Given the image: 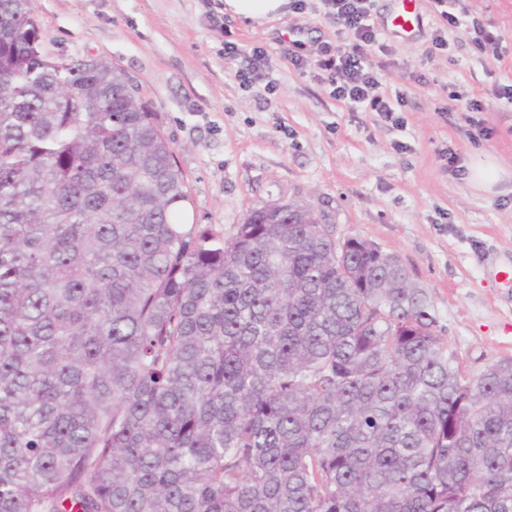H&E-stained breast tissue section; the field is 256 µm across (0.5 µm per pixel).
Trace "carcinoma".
Instances as JSON below:
<instances>
[{
  "mask_svg": "<svg viewBox=\"0 0 512 512\" xmlns=\"http://www.w3.org/2000/svg\"><path fill=\"white\" fill-rule=\"evenodd\" d=\"M132 93L0 0V512H512V359L308 205L186 223Z\"/></svg>",
  "mask_w": 512,
  "mask_h": 512,
  "instance_id": "obj_1",
  "label": "carcinoma"
}]
</instances>
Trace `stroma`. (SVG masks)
Returning <instances> with one entry per match:
<instances>
[{
    "label": "stroma",
    "instance_id": "35a3bbf8",
    "mask_svg": "<svg viewBox=\"0 0 512 512\" xmlns=\"http://www.w3.org/2000/svg\"><path fill=\"white\" fill-rule=\"evenodd\" d=\"M44 49L121 66L154 112L181 169L186 221L232 234L255 208L301 202L337 238L396 253L433 305L437 331L470 375L512 358V0H416L412 37L390 31L397 0H371L366 61L393 118L334 99L315 61L342 37L321 0L261 22L223 0H34ZM502 36L478 48L473 23ZM261 47L265 78L236 76ZM302 57L295 67L294 57ZM475 102L477 111H464ZM492 155L503 179L483 191L469 164Z\"/></svg>",
    "mask_w": 512,
    "mask_h": 512
}]
</instances>
